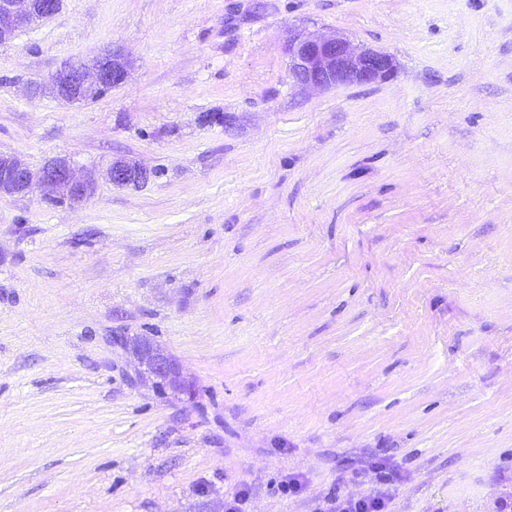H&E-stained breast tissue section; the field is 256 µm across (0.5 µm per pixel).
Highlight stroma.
Here are the masks:
<instances>
[{"label": "stroma", "instance_id": "obj_1", "mask_svg": "<svg viewBox=\"0 0 512 512\" xmlns=\"http://www.w3.org/2000/svg\"><path fill=\"white\" fill-rule=\"evenodd\" d=\"M298 30L396 70L301 90ZM109 50L103 97L41 91ZM1 152L157 176L0 196V512H314L384 455L395 512L512 499V0H64L0 46ZM104 176L114 187L139 188L155 176V170L141 167L125 159H116L107 168ZM114 341L127 352L136 362L134 369V382L139 385L145 380H152L157 387L160 383H169L175 395L194 396V384L184 376L180 364L165 349L157 345L152 339L142 336H129L124 330L114 332Z\"/></svg>", "mask_w": 512, "mask_h": 512}]
</instances>
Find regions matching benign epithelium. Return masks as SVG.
Returning a JSON list of instances; mask_svg holds the SVG:
<instances>
[{"label":"benign epithelium","instance_id":"benign-epithelium-1","mask_svg":"<svg viewBox=\"0 0 512 512\" xmlns=\"http://www.w3.org/2000/svg\"><path fill=\"white\" fill-rule=\"evenodd\" d=\"M63 0H0V46L33 23L56 15ZM288 78L301 89H328L383 81L395 71L394 58L380 51L354 46L336 36H316L298 32L290 39ZM128 60L121 53L107 52L92 64L65 61L50 76V93L69 102L99 98L105 91L121 84ZM155 176V171L125 159L113 161L105 180L117 188H139ZM43 188V199L51 205L74 206L89 198L97 180L80 175L70 159L56 157L37 169L12 154L0 153V194L21 195L32 182ZM116 344L136 362L134 382L145 380L157 386L171 385V391L187 398L194 396V384L184 376L180 364L153 340L114 332Z\"/></svg>","mask_w":512,"mask_h":512}]
</instances>
